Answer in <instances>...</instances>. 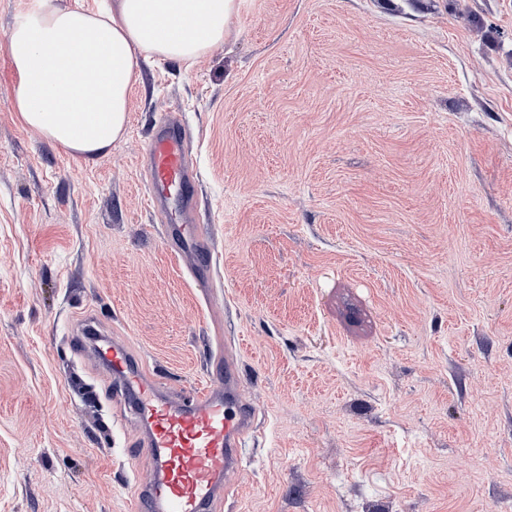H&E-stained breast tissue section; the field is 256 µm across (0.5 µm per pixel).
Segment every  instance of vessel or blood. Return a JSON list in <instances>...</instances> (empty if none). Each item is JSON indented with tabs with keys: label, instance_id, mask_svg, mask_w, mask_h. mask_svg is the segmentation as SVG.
I'll use <instances>...</instances> for the list:
<instances>
[{
	"label": "vessel or blood",
	"instance_id": "vessel-or-blood-1",
	"mask_svg": "<svg viewBox=\"0 0 512 512\" xmlns=\"http://www.w3.org/2000/svg\"><path fill=\"white\" fill-rule=\"evenodd\" d=\"M144 154L146 200L162 223L164 248L191 275L210 278L213 249L195 226L200 174L185 120L161 114ZM85 353L130 396L136 421L146 428L141 452L149 460V475L138 481L130 512H221L231 478L242 467L243 450L260 429L255 406L243 396L233 351L225 350L206 383L176 397L142 371L123 344L93 342Z\"/></svg>",
	"mask_w": 512,
	"mask_h": 512
}]
</instances>
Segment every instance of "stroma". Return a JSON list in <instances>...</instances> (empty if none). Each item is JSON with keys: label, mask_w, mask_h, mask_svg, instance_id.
Masks as SVG:
<instances>
[{"label": "stroma", "mask_w": 512, "mask_h": 512, "mask_svg": "<svg viewBox=\"0 0 512 512\" xmlns=\"http://www.w3.org/2000/svg\"><path fill=\"white\" fill-rule=\"evenodd\" d=\"M0 0V512H127L147 475L86 320L185 391L240 344L258 446L223 512H512V0H240L141 61L88 162L25 127ZM192 132L213 286L142 190Z\"/></svg>", "instance_id": "1"}]
</instances>
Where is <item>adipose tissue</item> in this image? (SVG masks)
<instances>
[{
	"mask_svg": "<svg viewBox=\"0 0 512 512\" xmlns=\"http://www.w3.org/2000/svg\"><path fill=\"white\" fill-rule=\"evenodd\" d=\"M238 0H36L10 28L7 56L21 123L67 154L107 153L126 130L140 56L193 67L223 43Z\"/></svg>",
	"mask_w": 512,
	"mask_h": 512,
	"instance_id": "1",
	"label": "adipose tissue"
}]
</instances>
